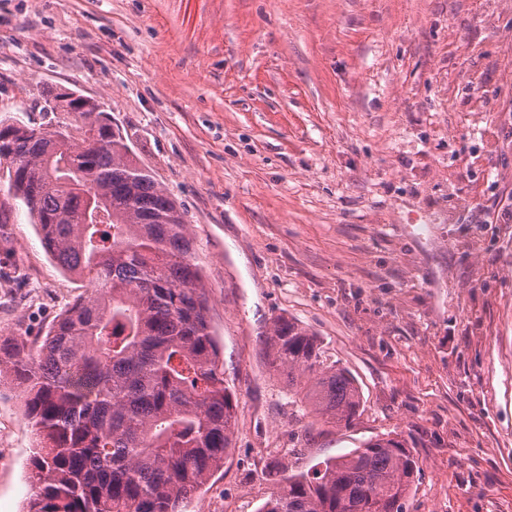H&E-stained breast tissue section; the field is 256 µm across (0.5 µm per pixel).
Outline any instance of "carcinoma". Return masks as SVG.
<instances>
[{
	"instance_id": "carcinoma-1",
	"label": "carcinoma",
	"mask_w": 512,
	"mask_h": 512,
	"mask_svg": "<svg viewBox=\"0 0 512 512\" xmlns=\"http://www.w3.org/2000/svg\"><path fill=\"white\" fill-rule=\"evenodd\" d=\"M53 101L66 119L50 128L0 119V181L46 251L96 293L34 345H0V377H12L37 439L27 512H185L223 466L236 411L194 241L98 106ZM263 350L294 403L354 421L361 390L317 336L280 317ZM270 471L259 512H402L420 466L404 441L376 438L310 474L279 459Z\"/></svg>"
}]
</instances>
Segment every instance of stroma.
Instances as JSON below:
<instances>
[{
	"mask_svg": "<svg viewBox=\"0 0 512 512\" xmlns=\"http://www.w3.org/2000/svg\"><path fill=\"white\" fill-rule=\"evenodd\" d=\"M97 101L183 212L236 397L189 512H258L292 470L375 437L420 472L403 512H512V0H0V118ZM26 206L0 224V341L86 297ZM285 316L363 398L291 403L262 350ZM36 446L0 380V512Z\"/></svg>",
	"mask_w": 512,
	"mask_h": 512,
	"instance_id": "1",
	"label": "stroma"
}]
</instances>
